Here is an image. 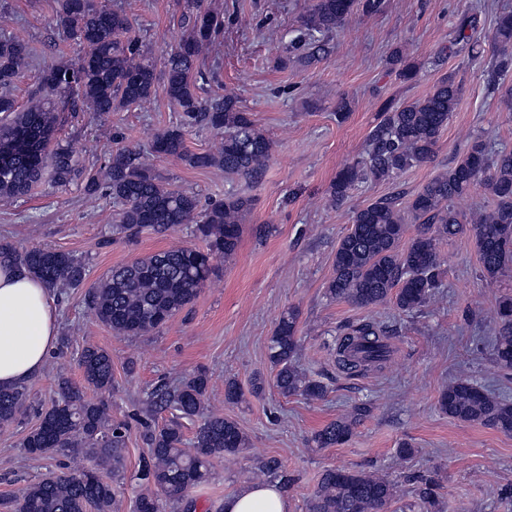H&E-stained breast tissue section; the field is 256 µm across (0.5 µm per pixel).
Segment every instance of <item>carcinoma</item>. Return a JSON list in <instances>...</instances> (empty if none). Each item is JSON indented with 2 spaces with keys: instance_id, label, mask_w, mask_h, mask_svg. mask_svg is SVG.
<instances>
[{
  "instance_id": "obj_1",
  "label": "carcinoma",
  "mask_w": 512,
  "mask_h": 512,
  "mask_svg": "<svg viewBox=\"0 0 512 512\" xmlns=\"http://www.w3.org/2000/svg\"><path fill=\"white\" fill-rule=\"evenodd\" d=\"M188 34L157 68L138 40L128 36L127 14L102 0H59L58 33L81 47L73 63L44 66L39 89L24 108L10 90L22 77L33 56L28 42L0 35V199L28 194L43 179L54 186H69L79 173L72 152L57 141L62 93L72 107L95 115L142 108L158 84L169 101L182 112L180 125L155 135L151 149L158 156L178 159L192 167L218 168L246 181L266 167L272 142L239 105L236 95L204 99L195 70L224 27V17L188 0ZM376 14L383 0H313L300 18L292 48L303 53L298 61L328 52L332 35L341 29L354 9ZM480 16L459 15L438 56L462 52L473 59L484 53L475 38ZM493 92L512 99V11L496 15L488 35ZM390 65L404 82L414 80L420 64L408 60L401 49L392 51ZM465 92L457 73L441 77L420 99L396 103L388 100L379 112V123L370 134L369 147L360 159L342 168L328 188L331 204L341 205L354 186L367 178L390 180L415 166L435 160L438 143ZM204 124L223 134L218 151L193 153L185 145L184 128ZM85 192L100 193L119 206L112 234L134 240L144 232L164 233L180 224L194 225L205 249L169 248L112 268L91 287L87 305L96 319L117 336H149L162 328L196 298L200 288L216 274L215 261L232 257L239 246L242 223L251 209L243 195L227 196L201 208L196 194L162 183L135 152L120 148L111 153L103 170L87 173ZM484 184L493 205L464 219L455 201ZM420 230L406 238L407 226ZM467 237L474 243L484 279L492 283L512 267V152L494 154L479 138L472 139L464 155L432 178L406 207L397 198L385 197L355 209L352 224L336 247L334 272L326 294L358 308L392 303L401 312L427 306L441 287L446 273L438 250L443 238ZM24 267L48 287L77 288L87 277L86 265L68 253L34 248L18 251L0 245V263ZM299 311L290 308L280 316L268 345V361L275 370L281 395L319 400L326 389L295 365L301 346ZM493 352L497 366L512 371V295L500 296L494 308ZM336 364L358 376L381 371L393 356L388 330L375 319L348 323L336 331L333 347ZM84 385L66 378L58 382L59 399L40 415V423L25 437L23 447L35 456L65 452L70 458L94 461L91 468L49 475L20 494L0 500L4 512H113L115 493L103 472H120L129 425L114 423L106 401L87 397V390L101 395L112 390V357L97 347H85L80 356ZM210 376L200 369L178 385L161 384L151 394L154 407L174 415L159 424L142 422L148 453L136 473L141 485L154 487L164 499L143 495L135 512H163L164 502L190 510L187 495L209 481L213 461L247 448V438L229 418L205 416L193 438L183 447V419L203 414ZM31 406L24 385L0 387V427L18 422ZM442 413L464 423H481L512 434V402L499 399L465 380L448 384L438 400ZM367 404L324 425L308 440L313 449L348 443L355 427L370 414ZM256 477H279L281 487L290 483L277 460L257 461ZM441 484L434 472L415 477L414 501L401 512H442ZM395 483L378 471L327 468L307 503V512H388L396 503Z\"/></svg>"
}]
</instances>
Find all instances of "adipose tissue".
Returning <instances> with one entry per match:
<instances>
[{
	"instance_id": "obj_1",
	"label": "adipose tissue",
	"mask_w": 512,
	"mask_h": 512,
	"mask_svg": "<svg viewBox=\"0 0 512 512\" xmlns=\"http://www.w3.org/2000/svg\"><path fill=\"white\" fill-rule=\"evenodd\" d=\"M57 328L46 285L24 269L1 266L0 387L22 384L43 368ZM223 512H288V499L279 485L252 484L225 497Z\"/></svg>"
}]
</instances>
